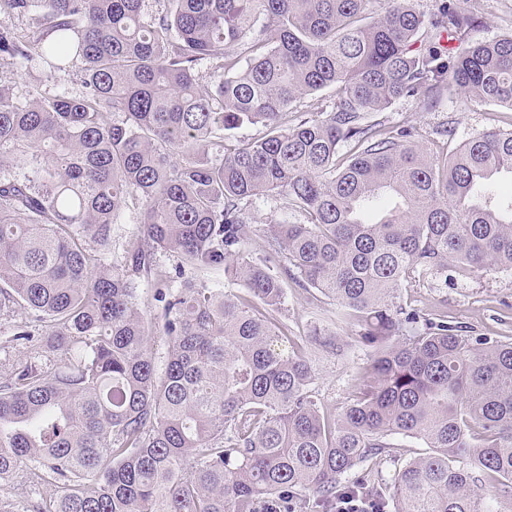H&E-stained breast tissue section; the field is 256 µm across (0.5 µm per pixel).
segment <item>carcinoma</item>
Wrapping results in <instances>:
<instances>
[{
	"mask_svg": "<svg viewBox=\"0 0 512 512\" xmlns=\"http://www.w3.org/2000/svg\"><path fill=\"white\" fill-rule=\"evenodd\" d=\"M474 2L431 23L415 0L375 15L370 0H0L32 21L0 28V55L84 88L0 83V317L34 315L13 334L33 360L0 366V487L16 494L0 512H336L371 496L379 512H512V343L422 325L402 297L450 267L512 270V203L493 185L512 130L440 157L375 118L447 92L512 111V33L465 43ZM203 64L222 74L212 89ZM325 88L329 111L288 124ZM245 123L265 131L225 146ZM131 196L142 236L109 266ZM261 197L284 211L253 254L242 224ZM159 252L181 278L155 289L161 374L133 284ZM291 283L336 308L286 353L274 314ZM344 324L370 361L334 418L308 346L343 355ZM397 436L428 452L375 493L359 466ZM30 70H33V74L40 75L42 79L41 88L48 91H54L59 90L60 88H67L70 91H73L74 93H79L82 90L81 81L79 75H77L76 72H71L70 75H61L57 78L52 77H46V75L43 74L41 70V65L37 62L33 64L32 68Z\"/></svg>",
	"mask_w": 512,
	"mask_h": 512,
	"instance_id": "obj_1",
	"label": "carcinoma"
}]
</instances>
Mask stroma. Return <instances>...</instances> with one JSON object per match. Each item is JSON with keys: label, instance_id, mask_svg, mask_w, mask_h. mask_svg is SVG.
Wrapping results in <instances>:
<instances>
[{"label": "stroma", "instance_id": "obj_1", "mask_svg": "<svg viewBox=\"0 0 512 512\" xmlns=\"http://www.w3.org/2000/svg\"><path fill=\"white\" fill-rule=\"evenodd\" d=\"M476 17L475 24L465 34L468 41H488L511 32L512 0H478ZM379 118L395 128H414L420 140L433 143L435 150L443 155L485 131L512 129V112L471 102L462 95L428 111L415 99L404 98L380 113ZM446 126L454 129V138L442 136L441 130ZM141 209L139 200H129L120 224L113 227L108 263L121 264L126 250L139 237ZM403 296L407 308L461 326L468 335L512 340V271L452 272L444 284H410L404 288ZM333 310L332 301L316 290L290 286L286 316L289 336L296 340L308 336L313 322L327 319ZM337 334L348 344L349 354L342 358L323 356L313 384L322 409L336 415L349 404L368 363L366 351L356 341V327H340Z\"/></svg>", "mask_w": 512, "mask_h": 512}]
</instances>
